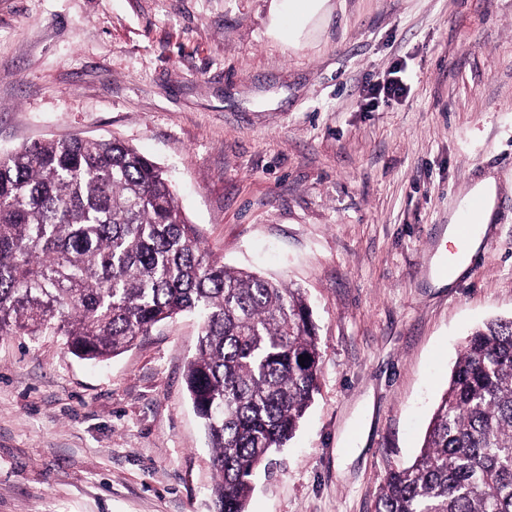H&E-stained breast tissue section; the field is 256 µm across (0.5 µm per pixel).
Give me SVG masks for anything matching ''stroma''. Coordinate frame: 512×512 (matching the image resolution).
I'll list each match as a JSON object with an SVG mask.
<instances>
[{
	"instance_id": "35a3bbf8",
	"label": "stroma",
	"mask_w": 512,
	"mask_h": 512,
	"mask_svg": "<svg viewBox=\"0 0 512 512\" xmlns=\"http://www.w3.org/2000/svg\"><path fill=\"white\" fill-rule=\"evenodd\" d=\"M0 0V154L114 136L171 176L225 265L303 289L320 383L247 512H372L420 452L457 350L512 317V0ZM400 71L398 98L373 87ZM497 182L480 251L431 279ZM199 324L101 362L0 336V512H214L184 381ZM496 196L497 184L494 178L488 177L478 182L459 203L457 209L450 217L444 241L452 242L454 240L456 233L454 224H457V218H460V215L467 211L473 200H479L481 203L480 211L474 221H477V224H490L494 214ZM473 224L472 219H466L461 224H458V231L454 242L456 247L455 253L464 251L467 247L468 236L472 231Z\"/></svg>"
}]
</instances>
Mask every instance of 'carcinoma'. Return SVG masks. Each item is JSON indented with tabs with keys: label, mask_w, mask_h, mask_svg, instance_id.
Instances as JSON below:
<instances>
[{
	"label": "carcinoma",
	"mask_w": 512,
	"mask_h": 512,
	"mask_svg": "<svg viewBox=\"0 0 512 512\" xmlns=\"http://www.w3.org/2000/svg\"><path fill=\"white\" fill-rule=\"evenodd\" d=\"M182 313L201 320L185 378L216 512H246L255 473L319 389L301 290L211 258L166 172L116 138L0 155V336L50 333L102 361ZM373 512H512V317L461 345L420 454L388 472Z\"/></svg>",
	"instance_id": "carcinoma-1"
}]
</instances>
